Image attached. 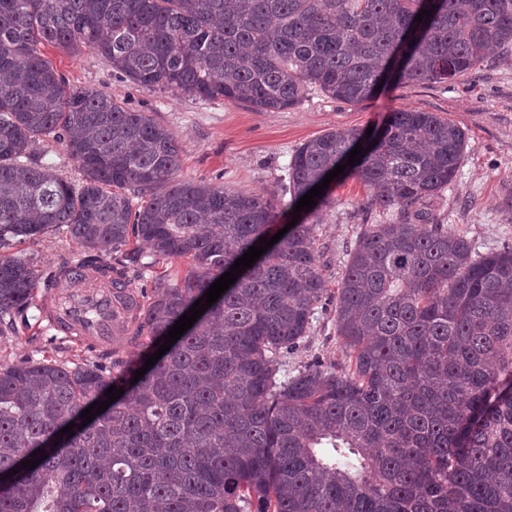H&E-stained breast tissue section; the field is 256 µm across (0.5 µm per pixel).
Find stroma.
I'll use <instances>...</instances> for the list:
<instances>
[{
  "label": "stroma",
  "mask_w": 512,
  "mask_h": 512,
  "mask_svg": "<svg viewBox=\"0 0 512 512\" xmlns=\"http://www.w3.org/2000/svg\"><path fill=\"white\" fill-rule=\"evenodd\" d=\"M44 53L70 85L105 92L127 107L152 113L166 126L180 147L179 180L217 177L224 185L261 195L278 190L296 147L328 130L380 127L389 112L404 108L436 113L465 131L466 149L455 180L434 201L433 213L479 252L512 246V50L492 52L478 69L451 82L393 83L359 104L314 90L280 112L149 91L115 76L109 63L87 48L72 54L48 46ZM332 189L335 202L315 230L330 295L319 305L305 341L289 355L283 368L287 376L313 363L330 366L344 358L332 292L344 269L345 248L354 243L360 226L382 221L379 213L362 210L366 189L357 179L333 182ZM7 253L30 258L39 283L34 304L17 315L13 329L0 331V367L24 358L84 363V348L49 329L43 315L67 307L74 287L62 271L79 262L86 248L50 232L13 243Z\"/></svg>",
  "instance_id": "stroma-1"
}]
</instances>
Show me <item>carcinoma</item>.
Masks as SVG:
<instances>
[{"mask_svg":"<svg viewBox=\"0 0 512 512\" xmlns=\"http://www.w3.org/2000/svg\"><path fill=\"white\" fill-rule=\"evenodd\" d=\"M46 44L92 48L150 91L277 112L311 88L358 104L380 85L464 75L512 46V0H0V248L69 235L94 254L65 278L98 273L136 323L91 364L0 368V512H512V247L481 254L430 210L465 132L396 110L369 137L332 129L298 146L276 195L183 182L169 130L69 87ZM45 138L79 162L80 182L43 162ZM338 164L385 214L347 250L334 295L347 361L280 377L327 292L314 246L326 188L132 383ZM140 243L188 260L184 276L129 288L128 264L153 266ZM111 252L124 260L102 261ZM35 292L32 262L0 256V320ZM113 385L124 394L81 426ZM39 448L48 457L21 468Z\"/></svg>","mask_w":512,"mask_h":512,"instance_id":"obj_1","label":"carcinoma"}]
</instances>
